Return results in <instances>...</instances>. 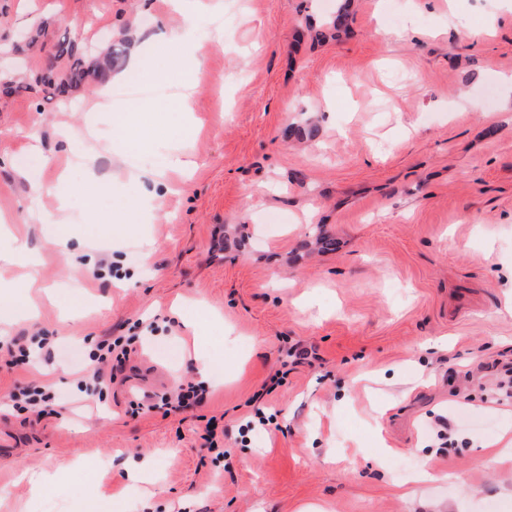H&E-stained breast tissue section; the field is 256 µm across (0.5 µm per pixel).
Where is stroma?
I'll use <instances>...</instances> for the list:
<instances>
[{
  "label": "stroma",
  "mask_w": 512,
  "mask_h": 512,
  "mask_svg": "<svg viewBox=\"0 0 512 512\" xmlns=\"http://www.w3.org/2000/svg\"><path fill=\"white\" fill-rule=\"evenodd\" d=\"M323 2L180 0L147 15L138 0H0V45L75 15L83 37L127 41L141 65L122 68L149 88L132 100L156 125L123 163L104 152L70 177L59 130L117 144L112 111H85L81 93L0 99V211L39 252L37 317L0 351V512H512V463L473 465L512 431V404L485 391L487 365L512 364V0H355L350 36L318 43ZM185 23L208 45L187 113L178 77L149 73L158 35ZM31 154L66 201L30 197L17 172ZM169 156L197 167L145 181L132 203L80 192ZM33 206L64 225L66 248L26 223ZM317 230L337 250L301 254ZM119 268L128 288L112 285ZM200 301L195 353L175 311ZM37 336L45 360L10 365ZM119 336L133 340L125 369L70 408L67 348L84 360ZM209 360L202 401L134 412ZM27 384L59 394L55 413L14 407ZM425 459L436 480L411 484ZM24 470L54 474L52 488L32 496Z\"/></svg>",
  "instance_id": "1"
}]
</instances>
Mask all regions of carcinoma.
Segmentation results:
<instances>
[{
    "label": "carcinoma",
    "mask_w": 512,
    "mask_h": 512,
    "mask_svg": "<svg viewBox=\"0 0 512 512\" xmlns=\"http://www.w3.org/2000/svg\"><path fill=\"white\" fill-rule=\"evenodd\" d=\"M350 0H337L336 10L325 21V32L333 38L348 34L350 29ZM46 27L39 24L30 28L14 51L48 39ZM123 48L112 43V34L105 32L93 39L82 40L63 33L51 40V52L46 57L43 74L38 82L53 95L62 99L84 89L100 88L109 83Z\"/></svg>",
    "instance_id": "carcinoma-1"
}]
</instances>
